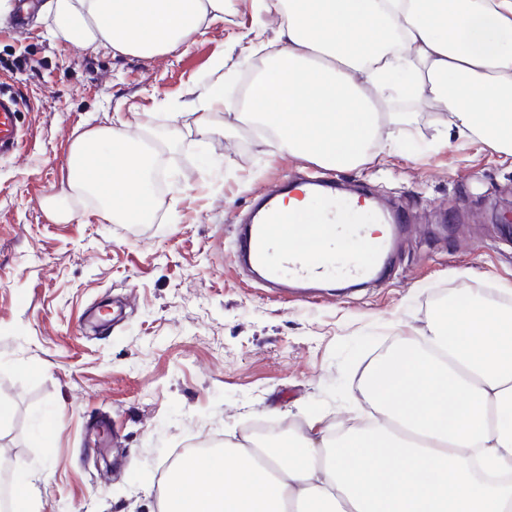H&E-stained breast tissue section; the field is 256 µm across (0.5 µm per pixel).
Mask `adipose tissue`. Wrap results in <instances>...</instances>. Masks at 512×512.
I'll use <instances>...</instances> for the list:
<instances>
[{
	"label": "adipose tissue",
	"instance_id": "1",
	"mask_svg": "<svg viewBox=\"0 0 512 512\" xmlns=\"http://www.w3.org/2000/svg\"><path fill=\"white\" fill-rule=\"evenodd\" d=\"M225 0H45L67 40L115 55L189 45L223 19ZM280 47L252 84L247 114L280 152L325 167L360 164L372 145L396 151L407 119L392 96L442 103L445 125L512 163V0H275ZM153 150L120 126L78 136L70 191L93 195L104 220L152 213ZM311 257H334L343 222L322 223ZM496 301L459 293L427 327L374 363L361 387L367 425L318 440L299 433L266 460L225 449L184 455L159 512H512V288Z\"/></svg>",
	"mask_w": 512,
	"mask_h": 512
}]
</instances>
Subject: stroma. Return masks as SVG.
<instances>
[{
  "label": "stroma",
  "instance_id": "35a3bbf8",
  "mask_svg": "<svg viewBox=\"0 0 512 512\" xmlns=\"http://www.w3.org/2000/svg\"><path fill=\"white\" fill-rule=\"evenodd\" d=\"M35 15L0 19V89L22 102L21 156L0 160V464L28 476L41 512H158L182 448L218 449L277 421L289 432L368 420V368L437 313L438 289L512 285V166L478 139L437 142L442 106L391 101L409 120L398 154L327 169L400 212L407 229L382 277L351 291L283 295L237 265L254 200L318 170L284 155L235 107L192 102L277 49L279 18L228 0L223 21L153 56L74 51ZM124 124L180 136L140 224H113L68 195L80 134ZM69 209L53 220L48 200Z\"/></svg>",
  "mask_w": 512,
  "mask_h": 512
}]
</instances>
